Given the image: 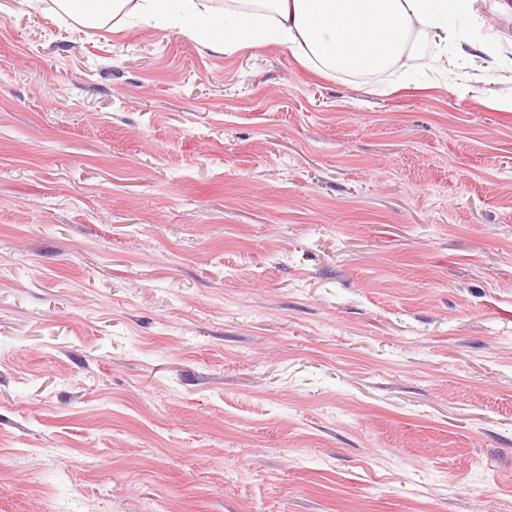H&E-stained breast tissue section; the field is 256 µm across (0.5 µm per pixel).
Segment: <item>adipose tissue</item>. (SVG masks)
Segmentation results:
<instances>
[{"mask_svg":"<svg viewBox=\"0 0 512 512\" xmlns=\"http://www.w3.org/2000/svg\"><path fill=\"white\" fill-rule=\"evenodd\" d=\"M249 10H218L215 0H53L86 28L130 21L173 24L200 45L230 54L248 44L287 47L302 64L352 76L410 77L422 44L436 56L451 34L437 10H466L470 0H251Z\"/></svg>","mask_w":512,"mask_h":512,"instance_id":"ef3b65f1","label":"adipose tissue"}]
</instances>
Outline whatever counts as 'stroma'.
<instances>
[{
    "label": "stroma",
    "instance_id": "obj_1",
    "mask_svg": "<svg viewBox=\"0 0 512 512\" xmlns=\"http://www.w3.org/2000/svg\"><path fill=\"white\" fill-rule=\"evenodd\" d=\"M443 66L0 0V512H512V73Z\"/></svg>",
    "mask_w": 512,
    "mask_h": 512
}]
</instances>
